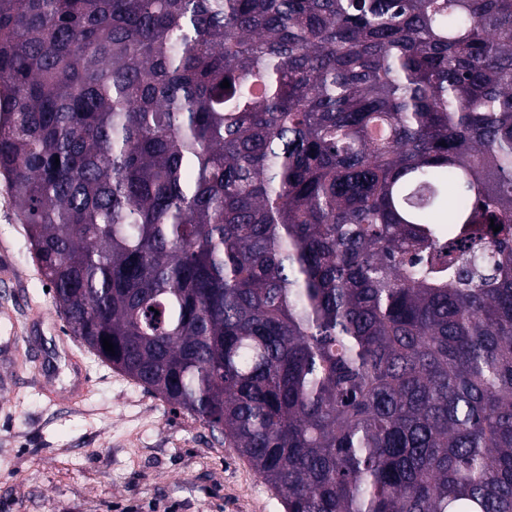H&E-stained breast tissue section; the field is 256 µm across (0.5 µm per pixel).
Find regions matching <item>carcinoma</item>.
Returning <instances> with one entry per match:
<instances>
[{"mask_svg":"<svg viewBox=\"0 0 512 512\" xmlns=\"http://www.w3.org/2000/svg\"><path fill=\"white\" fill-rule=\"evenodd\" d=\"M0 175L286 512H512V0H0Z\"/></svg>","mask_w":512,"mask_h":512,"instance_id":"cac0c4a2","label":"carcinoma"}]
</instances>
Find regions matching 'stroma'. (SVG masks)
<instances>
[{"instance_id": "stroma-1", "label": "stroma", "mask_w": 512, "mask_h": 512, "mask_svg": "<svg viewBox=\"0 0 512 512\" xmlns=\"http://www.w3.org/2000/svg\"><path fill=\"white\" fill-rule=\"evenodd\" d=\"M0 351L31 327L48 356L40 383L0 358V512H285L235 449L189 414L61 340L63 320L31 257L11 196L0 183ZM90 373L84 400L45 392Z\"/></svg>"}]
</instances>
